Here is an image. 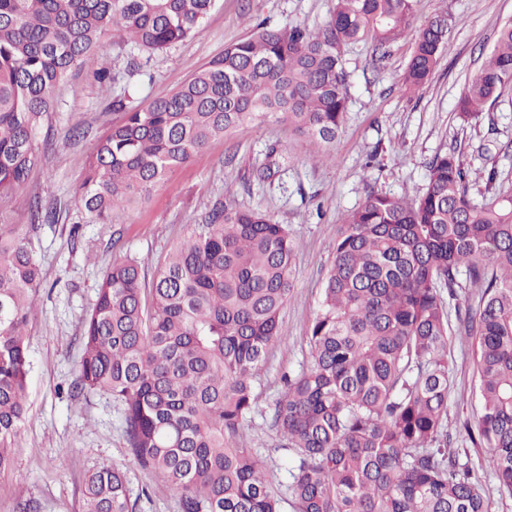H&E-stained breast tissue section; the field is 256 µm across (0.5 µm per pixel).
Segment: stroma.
Here are the masks:
<instances>
[{"mask_svg": "<svg viewBox=\"0 0 512 512\" xmlns=\"http://www.w3.org/2000/svg\"><path fill=\"white\" fill-rule=\"evenodd\" d=\"M335 0H216L194 34L154 55L148 69L130 46L112 45L104 60L115 80L103 92L93 68L72 72L58 89L52 117L53 150L0 207L11 223L26 221L33 197L60 205L67 218L38 229L32 244L43 271V286L26 337L30 370L28 417L14 450L11 470L0 474V512H80L85 475L109 465L125 472L137 512H180L160 489L158 477L141 470L127 450L119 406L106 394H76L83 322L105 268L133 257L155 268L188 225L217 202L269 213L288 226L295 246L294 289L283 312V341L258 375V411L240 442L265 459L273 483L286 482L287 453L271 423V406L285 374H298L308 356L307 334L319 307L333 257V231L372 192L412 198L427 182L437 154L459 155L470 177L474 201L512 192V86L482 117L464 121L457 102L466 84L494 48L497 34L512 21V0H416V24L437 13L448 17L449 47L429 80L406 92L402 77L414 50L413 37L393 45L375 61L370 44L345 51L350 72V105L331 160L315 161L316 143L287 126L266 124L209 142L190 162L171 171L136 204L114 211L108 224H86L81 187L97 140L119 115L111 96L128 95L143 106L177 88L226 43L242 38L257 23L273 26L325 22ZM79 139H71L73 128ZM280 143L281 153L268 147ZM79 233H72L73 224ZM448 393L450 447L469 462L493 512H512V495L501 492L484 451L472 447L462 429L479 409L470 343L454 340Z\"/></svg>", "mask_w": 512, "mask_h": 512, "instance_id": "1", "label": "stroma"}]
</instances>
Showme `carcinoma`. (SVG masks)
Masks as SVG:
<instances>
[{"label":"carcinoma","instance_id":"cac0c4a2","mask_svg":"<svg viewBox=\"0 0 512 512\" xmlns=\"http://www.w3.org/2000/svg\"><path fill=\"white\" fill-rule=\"evenodd\" d=\"M215 0H0V201L39 162L60 83L113 43L148 54L193 34ZM414 0H336L324 25L257 24L146 107L112 99L123 121L96 143L82 186L89 222L135 203L214 138L285 123L327 147L349 103L347 47L406 37ZM448 44L445 16L417 31L412 92ZM512 85V22L458 106L476 119ZM454 153L436 156L413 199L369 194L336 226L308 328L305 370L285 376L273 423L291 456L285 490L239 444L257 412L256 375L282 342L294 288L288 226L214 205L148 276L134 258L103 272L84 320L76 392L121 407L128 451L180 512H492L448 449V352L471 341L480 409L465 435L512 495V195L475 203ZM61 212L31 200L27 224L0 211V473L27 416L26 331L42 270L31 235ZM480 289L451 323L442 297ZM126 474L92 470L81 512H135Z\"/></svg>","mask_w":512,"mask_h":512}]
</instances>
